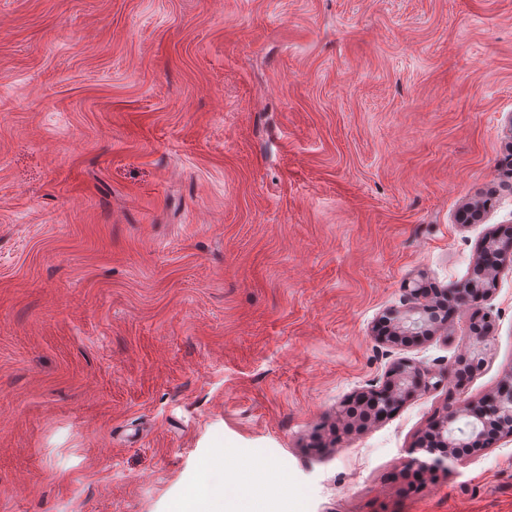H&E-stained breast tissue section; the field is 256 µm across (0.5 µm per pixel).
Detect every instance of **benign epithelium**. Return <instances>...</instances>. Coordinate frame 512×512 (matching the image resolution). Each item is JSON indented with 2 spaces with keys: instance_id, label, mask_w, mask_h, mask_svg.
Returning a JSON list of instances; mask_svg holds the SVG:
<instances>
[{
  "instance_id": "7a95c632",
  "label": "benign epithelium",
  "mask_w": 512,
  "mask_h": 512,
  "mask_svg": "<svg viewBox=\"0 0 512 512\" xmlns=\"http://www.w3.org/2000/svg\"><path fill=\"white\" fill-rule=\"evenodd\" d=\"M508 263H512V238L504 240L495 234L486 237L477 262V280L465 288L477 300L492 296L497 274ZM407 293L411 306L386 310L376 325L377 337L384 344L394 346L402 339L420 342L447 328L454 291L434 293L427 288L413 287ZM487 322L488 317L481 316L471 324L468 350L460 357L472 375L481 370L489 351ZM435 378L436 373L431 369L402 358L391 364L380 387L358 394L357 399L367 406L370 419L379 421L390 415L391 409L402 406L412 392L433 387ZM463 412L472 418L467 437H457L450 428L457 416L454 412L434 423L420 442V450L430 455L429 468H446L459 461L458 448H486L504 436H512V374L502 380L493 394L477 402L464 403Z\"/></svg>"
}]
</instances>
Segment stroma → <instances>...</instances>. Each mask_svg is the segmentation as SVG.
<instances>
[{
	"label": "stroma",
	"mask_w": 512,
	"mask_h": 512,
	"mask_svg": "<svg viewBox=\"0 0 512 512\" xmlns=\"http://www.w3.org/2000/svg\"><path fill=\"white\" fill-rule=\"evenodd\" d=\"M511 120L512 0H0V512H178L214 461L266 512H512V438L410 463L512 372V264L373 333L512 229ZM401 358L441 383L347 426ZM411 306L399 309H387L376 325L375 332L379 340L391 346L399 340L413 342L426 340L436 332L447 328L452 318L455 290H438L433 293L430 289L413 287L406 289ZM487 316L477 317L469 327L467 337L468 350L460 357L459 361L466 367L467 371L473 375L479 372L484 364L485 357L489 351Z\"/></svg>",
	"instance_id": "obj_1"
}]
</instances>
